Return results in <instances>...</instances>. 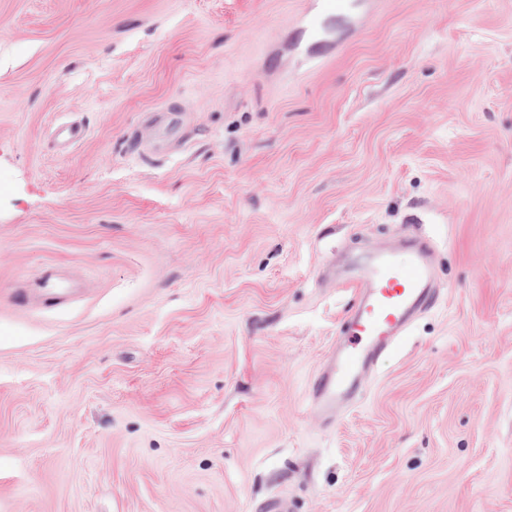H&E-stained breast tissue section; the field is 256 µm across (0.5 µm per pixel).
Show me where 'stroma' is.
Here are the masks:
<instances>
[{
	"label": "stroma",
	"mask_w": 512,
	"mask_h": 512,
	"mask_svg": "<svg viewBox=\"0 0 512 512\" xmlns=\"http://www.w3.org/2000/svg\"><path fill=\"white\" fill-rule=\"evenodd\" d=\"M311 3L0 0V512H512V0L318 56ZM413 234L441 297L326 421V268Z\"/></svg>",
	"instance_id": "1"
}]
</instances>
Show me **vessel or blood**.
Returning a JSON list of instances; mask_svg holds the SVG:
<instances>
[{
    "mask_svg": "<svg viewBox=\"0 0 512 512\" xmlns=\"http://www.w3.org/2000/svg\"><path fill=\"white\" fill-rule=\"evenodd\" d=\"M317 2L316 13L297 35L311 53L322 48L328 22L358 6V0ZM344 284L355 294L340 327L343 342L328 353L309 390L312 409L329 422L361 393L379 355L393 348L413 320L438 300L435 249L428 239L415 236L400 251L370 253Z\"/></svg>",
    "mask_w": 512,
    "mask_h": 512,
    "instance_id": "b4317fda",
    "label": "vessel or blood"
}]
</instances>
